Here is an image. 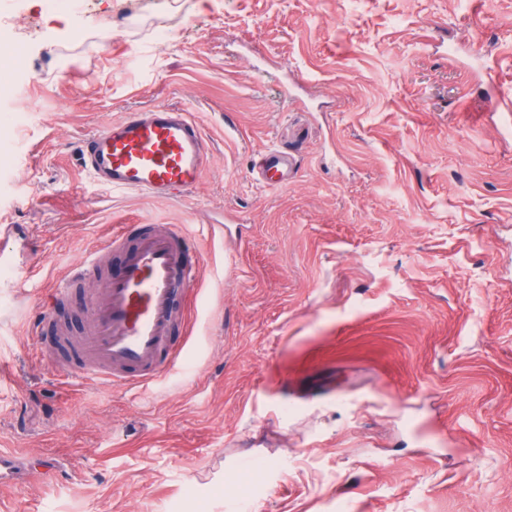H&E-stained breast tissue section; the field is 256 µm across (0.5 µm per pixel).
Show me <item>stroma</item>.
<instances>
[{"mask_svg": "<svg viewBox=\"0 0 512 512\" xmlns=\"http://www.w3.org/2000/svg\"><path fill=\"white\" fill-rule=\"evenodd\" d=\"M142 3L0 0L28 48L0 47V109L26 114L0 138V247L40 267L27 295L0 287V452L30 467L0 512H512V128L485 129L512 94V0ZM292 77L316 98L285 101ZM157 106L201 126L200 182L96 185L82 142ZM271 146L280 188L252 174ZM229 210L236 248L209 230ZM153 223L203 262L196 302L175 299L178 364L71 390L54 328L82 336L97 282L49 290L116 225Z\"/></svg>", "mask_w": 512, "mask_h": 512, "instance_id": "35a3bbf8", "label": "stroma"}]
</instances>
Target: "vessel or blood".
Wrapping results in <instances>:
<instances>
[{"instance_id": "b4317fda", "label": "vessel or blood", "mask_w": 512, "mask_h": 512, "mask_svg": "<svg viewBox=\"0 0 512 512\" xmlns=\"http://www.w3.org/2000/svg\"><path fill=\"white\" fill-rule=\"evenodd\" d=\"M81 163L103 187L179 198L200 181L209 152L200 125L186 110L156 107L100 127L85 139ZM255 173L263 184L281 186L288 161L280 151L267 150ZM129 232V225H117L107 246L89 249L54 290L63 299L97 275L104 249L127 248L123 270L102 278L90 302L75 362L64 371L68 381L98 380L128 391L155 381L179 357L171 343L174 297L196 292L199 266L186 260L192 242L180 226L155 224L130 248Z\"/></svg>"}]
</instances>
